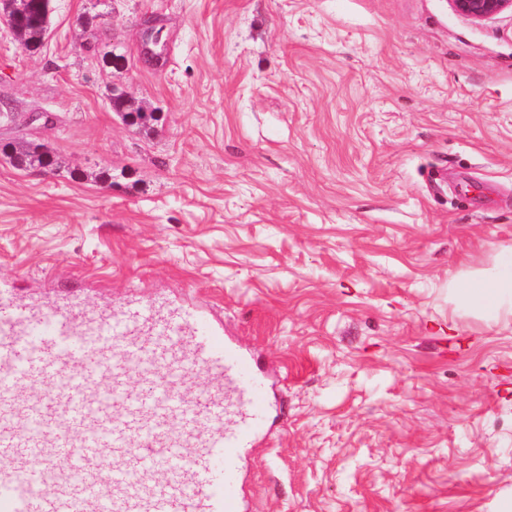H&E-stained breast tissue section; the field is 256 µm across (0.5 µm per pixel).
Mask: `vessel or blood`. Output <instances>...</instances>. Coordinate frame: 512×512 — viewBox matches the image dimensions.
I'll list each match as a JSON object with an SVG mask.
<instances>
[{
    "label": "vessel or blood",
    "instance_id": "vessel-or-blood-1",
    "mask_svg": "<svg viewBox=\"0 0 512 512\" xmlns=\"http://www.w3.org/2000/svg\"><path fill=\"white\" fill-rule=\"evenodd\" d=\"M192 373L209 388L189 391ZM279 410L203 316L130 300L93 317L0 290V512H248L241 463Z\"/></svg>",
    "mask_w": 512,
    "mask_h": 512
}]
</instances>
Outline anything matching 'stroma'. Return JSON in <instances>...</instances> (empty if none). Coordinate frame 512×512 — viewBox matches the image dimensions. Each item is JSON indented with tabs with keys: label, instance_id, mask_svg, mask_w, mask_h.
Listing matches in <instances>:
<instances>
[{
	"label": "stroma",
	"instance_id": "35a3bbf8",
	"mask_svg": "<svg viewBox=\"0 0 512 512\" xmlns=\"http://www.w3.org/2000/svg\"><path fill=\"white\" fill-rule=\"evenodd\" d=\"M52 6L38 53L0 25V287L248 347L285 405L243 461L249 512H512V312L449 293L512 254V13ZM115 84L157 120L112 112ZM21 141L55 170L16 166Z\"/></svg>",
	"mask_w": 512,
	"mask_h": 512
}]
</instances>
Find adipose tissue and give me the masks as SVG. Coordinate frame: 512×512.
<instances>
[{
	"instance_id": "ef3b65f1",
	"label": "adipose tissue",
	"mask_w": 512,
	"mask_h": 512,
	"mask_svg": "<svg viewBox=\"0 0 512 512\" xmlns=\"http://www.w3.org/2000/svg\"><path fill=\"white\" fill-rule=\"evenodd\" d=\"M454 291L460 307L498 314L512 302V259L500 262L494 270L462 278L455 283Z\"/></svg>"
}]
</instances>
